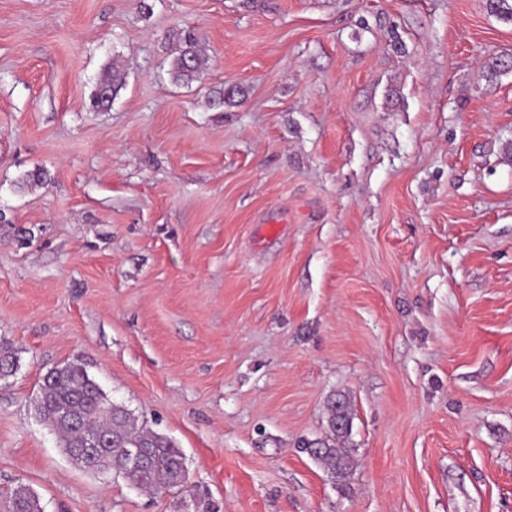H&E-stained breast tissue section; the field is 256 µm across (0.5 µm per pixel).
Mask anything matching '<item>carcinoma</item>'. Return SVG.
I'll list each match as a JSON object with an SVG mask.
<instances>
[{
    "label": "carcinoma",
    "instance_id": "carcinoma-1",
    "mask_svg": "<svg viewBox=\"0 0 512 512\" xmlns=\"http://www.w3.org/2000/svg\"><path fill=\"white\" fill-rule=\"evenodd\" d=\"M484 7L490 15L512 23V0H485ZM204 63L198 39L188 34L172 60L171 78L176 83L189 81L202 72ZM485 67L492 76L509 73L512 55H493ZM124 85L120 69L112 67V72L103 75L95 86L93 106L112 103ZM18 363L13 347L0 342V376L15 373ZM38 409L66 452L83 446V432H99L109 440L112 468L136 487L149 491L185 487L187 468L181 449L171 439L138 424L125 406L111 401L84 365L70 362L49 370L40 385ZM63 409L70 410L79 423L66 419L61 413ZM327 411L326 435L307 442L306 450L327 467L332 477L344 478L351 465L352 412L347 398L341 394L329 401ZM8 508L9 512H41L39 498L26 486L13 491Z\"/></svg>",
    "mask_w": 512,
    "mask_h": 512
}]
</instances>
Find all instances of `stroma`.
Listing matches in <instances>:
<instances>
[{
  "label": "stroma",
  "mask_w": 512,
  "mask_h": 512,
  "mask_svg": "<svg viewBox=\"0 0 512 512\" xmlns=\"http://www.w3.org/2000/svg\"><path fill=\"white\" fill-rule=\"evenodd\" d=\"M504 52L484 0H0V512H193L64 454L34 402L73 361L216 512H512ZM335 393L343 483L298 447ZM204 63L198 39L189 33L182 39L178 55L172 60L169 74L176 83L189 81L202 72ZM124 85L125 81L120 69L112 65V74L107 71L95 86L92 93L93 106L98 108L112 103ZM26 486H18L10 496L9 512H41L39 498Z\"/></svg>",
  "instance_id": "1"
}]
</instances>
